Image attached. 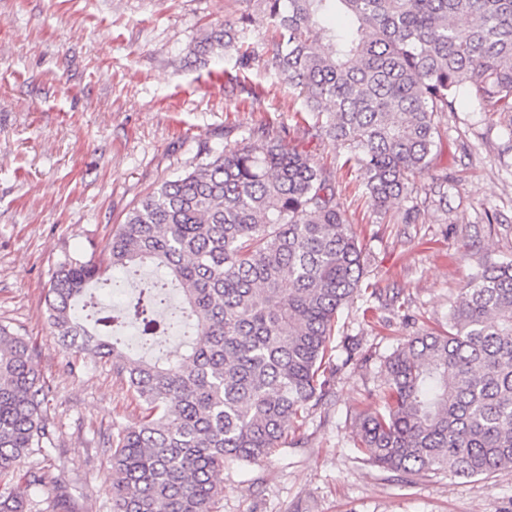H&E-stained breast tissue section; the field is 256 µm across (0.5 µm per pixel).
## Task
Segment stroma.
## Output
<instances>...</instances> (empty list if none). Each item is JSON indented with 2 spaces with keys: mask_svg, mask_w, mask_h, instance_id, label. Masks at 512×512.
<instances>
[{
  "mask_svg": "<svg viewBox=\"0 0 512 512\" xmlns=\"http://www.w3.org/2000/svg\"><path fill=\"white\" fill-rule=\"evenodd\" d=\"M245 13V41L261 46L267 24L245 0H0V325L33 345L53 427L9 483L30 512H56L60 490L72 512H112L109 441L142 410L110 360L72 357L52 335V274L68 259L103 260L142 197L268 125L346 178L342 202L369 253L365 280L401 292L405 306L394 313L360 297L342 309L329 396L269 459L225 468L214 512H512V468L409 482L360 463L355 449L356 418L378 405L387 358L411 336L446 329L473 273L512 261L504 119L467 104L437 115L442 150L418 186L447 177L448 209L424 205L403 223L410 200L377 212L345 167L346 148L302 122L287 84L257 66L239 83L234 56L192 54L203 33ZM43 467L60 489L30 484Z\"/></svg>",
  "mask_w": 512,
  "mask_h": 512,
  "instance_id": "obj_1",
  "label": "stroma"
}]
</instances>
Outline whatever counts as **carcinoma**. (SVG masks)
<instances>
[{
  "label": "carcinoma",
  "instance_id": "obj_1",
  "mask_svg": "<svg viewBox=\"0 0 512 512\" xmlns=\"http://www.w3.org/2000/svg\"><path fill=\"white\" fill-rule=\"evenodd\" d=\"M270 20L261 53L243 49V15L196 43L238 51L298 91L313 127L344 146L378 210L417 193L442 145L435 121L473 101L509 117L512 0H246ZM448 175L424 201L448 207ZM342 183L264 128L174 180L126 214L107 266L66 260L48 289V320L70 353L112 359L144 406L112 448V512H212L219 476L282 447L327 396L339 311L364 286L367 254L341 203ZM166 275L120 310L86 313L105 268ZM138 325L140 354L120 328ZM179 334L183 351L165 337ZM33 348L0 326V476L49 439ZM362 460L406 476L487 478L512 467V262L477 272L448 331L413 337L386 362L374 410L355 432ZM0 512H28L0 487Z\"/></svg>",
  "mask_w": 512,
  "mask_h": 512
}]
</instances>
